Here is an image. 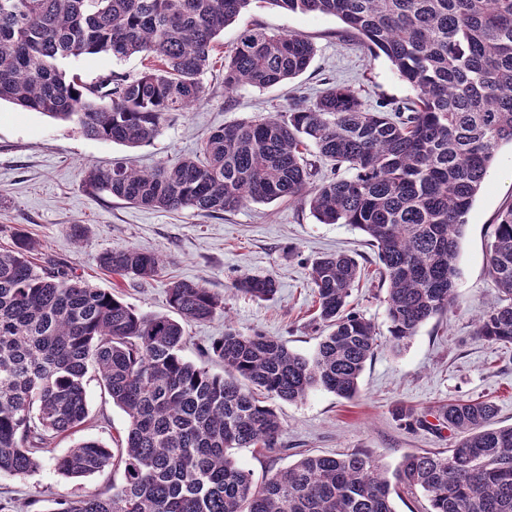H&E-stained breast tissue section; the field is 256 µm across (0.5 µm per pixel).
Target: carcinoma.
Instances as JSON below:
<instances>
[{"label": "carcinoma", "instance_id": "carcinoma-1", "mask_svg": "<svg viewBox=\"0 0 512 512\" xmlns=\"http://www.w3.org/2000/svg\"><path fill=\"white\" fill-rule=\"evenodd\" d=\"M253 0H0V102L77 125L87 137L129 148L151 142L173 116L205 97L201 76L215 40ZM287 12L330 15L343 34L383 54L413 97L364 106L330 85L276 115L226 125L175 166L140 170L124 158L89 166L84 184L130 204L234 212L252 202H306L322 224H347L376 248L395 348L456 301L453 264L475 197L499 148L512 144V0H267ZM314 44L296 32L244 28L224 56V91L264 89L304 73ZM140 55L135 76L95 81L62 64L83 55ZM343 165L319 183L304 158ZM22 231L0 251V472L40 467L50 440L88 415L94 369L129 419L120 448L93 440L55 458L65 476L123 471L103 491L61 500L51 512H395L392 496H426L431 512H512V426L491 427L496 407L455 400L437 407L456 434L446 451L408 452L391 472L365 451L303 454L261 483L231 458L235 448L277 449L282 432L262 398L295 402L314 389L354 398L377 347L374 324L348 310L360 281L344 251L316 257L309 272L323 327L303 356L275 338L227 328L209 353L211 373L182 354L185 324L224 312L199 282L166 285L176 317L136 311L66 266L39 267ZM505 303L480 318L476 336L512 343V206L488 246ZM100 268L151 279L163 259L136 247L101 252ZM270 275L245 274L236 290L268 300ZM396 421L423 425L399 406Z\"/></svg>", "mask_w": 512, "mask_h": 512}]
</instances>
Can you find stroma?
I'll return each instance as SVG.
<instances>
[{
	"mask_svg": "<svg viewBox=\"0 0 512 512\" xmlns=\"http://www.w3.org/2000/svg\"><path fill=\"white\" fill-rule=\"evenodd\" d=\"M258 24L267 31H294L316 47L309 68L290 82L256 89L225 91L224 53L239 32ZM335 17L289 13L267 0H253L238 20L225 27L202 82L206 97L187 113L175 116L148 145L130 149L84 136L70 123L37 112H20L0 104V249L9 247L16 230L37 243V265L66 264L92 287L118 294L143 313H169L166 284L186 279L205 284L224 299V312L207 322L186 324V359L223 373L221 362L205 354L225 328L260 333L310 356L321 332L313 324L315 294L311 263L323 253L353 254L362 268L349 309L371 321L378 347L350 400L328 391H312L304 400H271L282 423L276 451L238 448L237 463L262 480L296 461L300 454H335L364 450L381 465L394 468L401 455L415 449H446L454 434L434 426L405 427L393 417L403 405L433 417L436 407L454 400L490 401L497 407L496 426L512 425V344H489L476 336L477 323L496 306L498 289L489 271L488 244L499 212L512 204V146L503 145L475 198L454 263L459 270L457 301L442 317L423 324L402 349H395L378 279V260L358 230L345 224H322L307 204L278 200L251 203L233 213L203 215L191 210L159 211L132 206L83 185L87 166L108 167L127 158L140 169L171 165L197 151L211 130L261 115L286 114L294 96L315 97L339 84L355 91L365 106L383 100L402 101L410 87L385 56H370L356 41L341 37ZM141 57L116 60L106 55L70 59L65 67L91 82L112 71L136 75ZM86 225L88 237L76 244L70 227ZM117 246H132L162 256L160 276L121 278L101 269L97 255ZM270 275L279 283L276 295L258 300L236 291L242 274ZM88 417L69 434L51 440L40 469L28 476L0 473V512H50L58 499H74L120 481L121 473L105 468L86 478L60 475L55 457L76 443L93 439L117 448L128 419L114 406L97 377L86 384Z\"/></svg>",
	"mask_w": 512,
	"mask_h": 512,
	"instance_id": "obj_1",
	"label": "stroma"
}]
</instances>
